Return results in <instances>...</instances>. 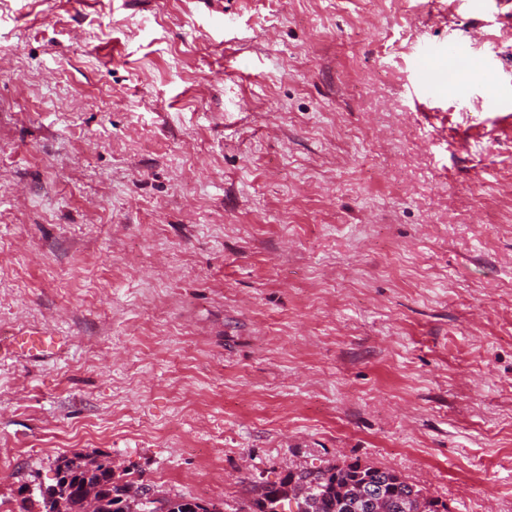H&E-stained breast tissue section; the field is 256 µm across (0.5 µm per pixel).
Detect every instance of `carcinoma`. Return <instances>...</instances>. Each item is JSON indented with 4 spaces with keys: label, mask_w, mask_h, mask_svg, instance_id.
Masks as SVG:
<instances>
[{
    "label": "carcinoma",
    "mask_w": 512,
    "mask_h": 512,
    "mask_svg": "<svg viewBox=\"0 0 512 512\" xmlns=\"http://www.w3.org/2000/svg\"><path fill=\"white\" fill-rule=\"evenodd\" d=\"M380 478L387 481L385 512H448V506L389 469L356 459L338 468L310 464L297 474L285 473L273 482L254 483L240 512H284L293 504H309L311 512H359L347 496L358 486ZM144 483L117 477L108 456L75 453L58 459L54 482L40 490L43 512H142L138 492ZM161 512H224V502L184 494L162 493Z\"/></svg>",
    "instance_id": "1"
}]
</instances>
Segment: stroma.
Returning a JSON list of instances; mask_svg holds the SVG:
<instances>
[{
    "label": "stroma",
    "mask_w": 512,
    "mask_h": 512,
    "mask_svg": "<svg viewBox=\"0 0 512 512\" xmlns=\"http://www.w3.org/2000/svg\"><path fill=\"white\" fill-rule=\"evenodd\" d=\"M499 2L0 0L7 512L76 452L224 512L339 458L512 512ZM470 32L498 90L416 71ZM64 338L62 336H54L53 334H44L43 336H27L16 340L20 349L26 350L28 353L40 355L47 351H51L62 344Z\"/></svg>",
    "instance_id": "stroma-1"
}]
</instances>
